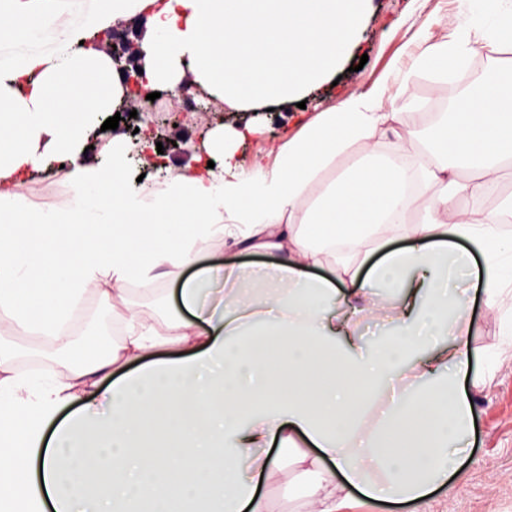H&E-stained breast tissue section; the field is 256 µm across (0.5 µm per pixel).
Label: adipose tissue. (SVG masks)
<instances>
[{"label":"adipose tissue","mask_w":512,"mask_h":512,"mask_svg":"<svg viewBox=\"0 0 512 512\" xmlns=\"http://www.w3.org/2000/svg\"><path fill=\"white\" fill-rule=\"evenodd\" d=\"M491 31L431 46L421 67L458 68L476 44L512 47V0H480ZM368 0H0V316L68 351L59 321L95 294L113 310L109 349L84 355L35 386L0 348V441L26 451L0 467V512H269L259 485L293 465L298 512H338L349 488L373 500L420 504L446 486L450 450L474 425L461 389L470 365L464 294L449 279L480 256L488 309L512 290V244L501 225L512 201L460 209L492 193L512 165V63L496 64L459 97L431 142L408 131L372 143L389 120L379 85L322 112L279 146L275 162L242 167V132L215 126L212 167L171 168L152 189L128 182L120 143L88 146L102 114L126 93L103 49L133 20L145 90L202 89L235 110L284 105L333 70ZM360 157L315 200L307 185L348 142ZM63 163L72 194L34 208L25 178ZM460 168L476 172L456 178ZM422 217L408 219L410 202ZM200 236L243 252L275 253L253 272L201 257ZM403 238L405 247L389 249ZM466 248H459V241ZM376 243L373 265L361 256ZM330 265L337 279L312 276ZM179 279L186 311L172 337L127 305L132 283ZM381 325L366 345L361 320ZM101 387L104 407L81 403ZM75 411L43 439L61 409ZM278 455H270V447ZM288 464H281V457ZM332 461L335 472L324 463Z\"/></svg>","instance_id":"1"}]
</instances>
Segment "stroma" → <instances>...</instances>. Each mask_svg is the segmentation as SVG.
Wrapping results in <instances>:
<instances>
[{
	"label": "stroma",
	"mask_w": 512,
	"mask_h": 512,
	"mask_svg": "<svg viewBox=\"0 0 512 512\" xmlns=\"http://www.w3.org/2000/svg\"><path fill=\"white\" fill-rule=\"evenodd\" d=\"M469 26L470 18L459 0H370L356 38L336 68L339 82L327 79L307 92L305 108H298L291 101L277 109L274 116L267 117L252 111H228L221 101L213 99L207 111L181 114L171 93L165 90L158 101L159 111L121 119L117 129L106 130L95 138L94 145L104 157L110 154L113 138L133 147L132 129L143 123L154 127L157 138L166 143V163L182 165L189 161L192 146L201 144L215 124H224L228 129L255 124L262 127V134L241 144L238 157L247 166L257 160L269 165L281 142L317 113L340 111L347 98L372 96L377 85L385 83L392 95L383 100L381 109L399 113L400 119L377 129L372 139L388 147L396 141L402 128L414 127L426 116L427 105L432 100L450 106L461 91L462 72H469L475 78L487 65L512 59V50L486 45L464 63L459 73L442 75L416 66V59L428 44ZM404 80L411 91L407 102L395 96ZM159 286L157 294L128 298L150 322H162L179 314L175 281L164 279ZM469 286V350L472 366L480 368L485 354L499 341L502 314L486 309L477 275H470ZM111 324V311L95 302L71 322L77 344L86 349L111 346L112 336L108 331ZM9 344L15 351L16 371L32 383L49 382L65 368L64 360L51 358L48 339L21 335L11 338ZM466 391L474 410L469 444L460 454L446 488L431 494L425 512H512V358L501 357L485 384L467 386Z\"/></svg>",
	"instance_id": "stroma-1"
}]
</instances>
